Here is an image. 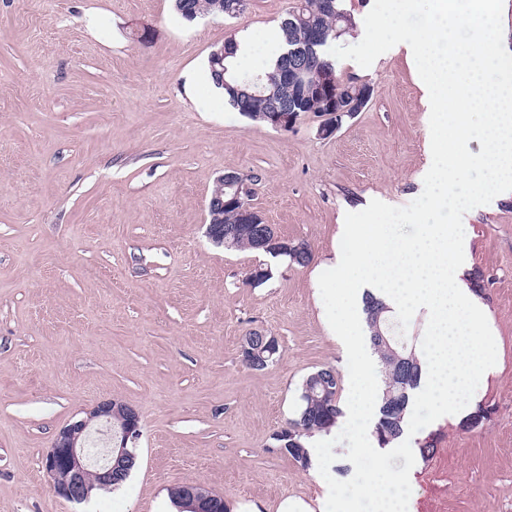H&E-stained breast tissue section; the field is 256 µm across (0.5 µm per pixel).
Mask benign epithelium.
<instances>
[{"mask_svg": "<svg viewBox=\"0 0 512 512\" xmlns=\"http://www.w3.org/2000/svg\"><path fill=\"white\" fill-rule=\"evenodd\" d=\"M315 84L331 102L322 113L317 136L328 139L341 128L343 118L354 117L362 111L371 98V89L357 96H344L337 89L336 76L325 70L316 73ZM299 120L295 107L280 104L269 113L271 126L288 131ZM253 186L242 182L235 173H225L215 181L208 202L212 220L207 224L206 235L216 246H230L242 237H250L255 247L273 255H288L294 262H305L309 249L303 244H291L267 232L268 224L257 220L259 212L247 202ZM231 208L237 223L217 221L219 212ZM242 361L251 368L266 367L276 361L279 344L276 337L261 330L248 332L241 342ZM123 418L120 429L112 430V416ZM140 436L138 411L115 398L104 399L85 412V416L62 427L44 455L42 466L49 478L51 492L75 504L86 503L90 492L98 487L109 490L113 484L129 474L135 461L130 445ZM180 512H217L214 495L200 485H185V499Z\"/></svg>", "mask_w": 512, "mask_h": 512, "instance_id": "7a95c632", "label": "benign epithelium"}]
</instances>
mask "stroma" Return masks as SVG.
Masks as SVG:
<instances>
[{"label": "stroma", "mask_w": 512, "mask_h": 512, "mask_svg": "<svg viewBox=\"0 0 512 512\" xmlns=\"http://www.w3.org/2000/svg\"><path fill=\"white\" fill-rule=\"evenodd\" d=\"M293 3L189 23L172 0H0V512H172L189 482L259 512L327 494L273 439L314 371L341 373L348 399L315 268L346 213L422 193L430 102L400 43L366 69L337 61L373 95L331 138L311 112L278 131L225 108L197 79L210 52L278 28ZM229 170L254 177L253 207L310 265L211 244L206 204ZM463 222L500 371L480 392L486 419L414 435L435 451L415 458L408 512H512V196ZM259 263L272 277L254 287ZM253 329L281 346L263 370L240 353ZM106 398L140 414L138 464L76 505L50 492L42 458Z\"/></svg>", "instance_id": "obj_1"}]
</instances>
